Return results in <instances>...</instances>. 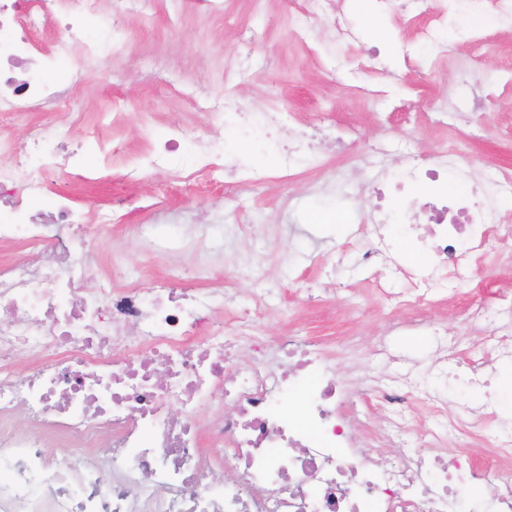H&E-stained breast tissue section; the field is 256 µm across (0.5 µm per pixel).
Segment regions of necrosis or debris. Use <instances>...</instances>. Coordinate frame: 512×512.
<instances>
[{"label": "necrosis or debris", "mask_w": 512, "mask_h": 512, "mask_svg": "<svg viewBox=\"0 0 512 512\" xmlns=\"http://www.w3.org/2000/svg\"><path fill=\"white\" fill-rule=\"evenodd\" d=\"M0 0V113L46 110L78 92L83 74L60 68L73 50L111 57L112 31L89 32L99 0ZM56 34L54 51L39 53L38 35ZM60 142L37 122L23 138L0 129V244H20L29 258L0 260V512H512V422L493 403L463 422L461 432L494 448L504 464L493 505L470 495L476 472L467 459L447 458L441 426L448 402L422 389L411 375L380 387L391 413L387 447H398L409 429L411 402L427 406L435 421L422 433L431 455L409 452L397 466L378 469L360 462L348 419L336 411L343 391L324 370L315 345L282 337L278 366L261 352L260 317L223 335L209 322L224 302L220 289L177 291L159 285L119 291L109 280L84 288L89 269L78 258L84 237L62 238L61 229L84 225L87 214L68 199L55 203V220L42 218L44 184L62 175L96 181L88 160L112 162V148L95 137L67 158ZM456 172L467 191L449 188ZM373 223L403 215L407 240L431 259L415 271L400 267L410 288H433L480 274L487 247L512 240L496 203L512 196V176L471 181L454 153L433 164L410 161L400 178L382 180ZM57 242L55 265L39 261L49 240ZM499 357H512V297L494 310L477 306ZM247 342L250 361L235 347ZM36 361L19 371L20 355ZM300 387L296 409L284 410L279 394ZM220 411L200 420L208 406ZM23 414L25 431L13 421ZM53 439L66 449L45 448ZM224 464L215 486L210 464ZM53 495L32 494L35 484Z\"/></svg>", "instance_id": "4bbe7bcc"}]
</instances>
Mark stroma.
Returning a JSON list of instances; mask_svg holds the SVG:
<instances>
[{"label":"stroma","instance_id":"1","mask_svg":"<svg viewBox=\"0 0 512 512\" xmlns=\"http://www.w3.org/2000/svg\"><path fill=\"white\" fill-rule=\"evenodd\" d=\"M342 0H327L324 11L306 12L286 0H224L218 15L187 10L181 0H147L142 14H130L115 31L112 58H88L72 51L63 67L85 73L88 82L69 109L35 111L18 119L13 133L24 137L27 121L66 129L73 113H84L88 133L111 139L116 154L111 176L77 189L58 179L47 195L70 191L77 204L112 214V229L91 245L86 260L94 289L103 276L115 288L153 287L177 268L193 274L199 263L194 239L202 225L225 223L232 235L210 241V270L202 285L224 291V304L211 322L234 332L242 310L258 299L256 277L271 291L264 321L267 359H275L280 337L298 334L316 341L324 364L350 391L346 408L358 416L364 457L386 466L397 449L383 448L379 434L390 413L378 398L377 383L412 371L428 389H443L458 403L461 419L481 410L485 394L447 379L446 371L471 358L495 370L498 415L512 396V362L497 358L485 329L471 326L468 308L495 305L512 291V243L492 244L474 281L427 290L429 325L413 326L416 289L391 279L383 266L367 269L359 253L374 236L363 218L366 185L404 169L408 156L434 162L441 149L468 161L474 174H512V24L489 13V27L471 24L481 10L474 0H427L429 14L445 22L432 41H421L397 12L379 10L375 0H356L347 17L356 39L346 42L326 19ZM304 28L303 40L292 37ZM379 63H370L373 51ZM243 69L224 80L228 63ZM111 72L110 84L99 76ZM206 86L232 95L253 125L190 111L181 91ZM486 90L479 120L457 111L462 88ZM277 107L288 114V135L296 137L325 113L336 151L321 142L301 154L283 173L277 148L257 117ZM192 126L208 144V155H192L199 181L181 178L180 163L149 166L151 145L176 129ZM265 175L250 191L234 188L225 157ZM339 212L344 223L331 221ZM455 340L438 351L434 331ZM448 453L472 458L483 477L476 491L493 497L498 461L476 437L449 443Z\"/></svg>","mask_w":512,"mask_h":512}]
</instances>
